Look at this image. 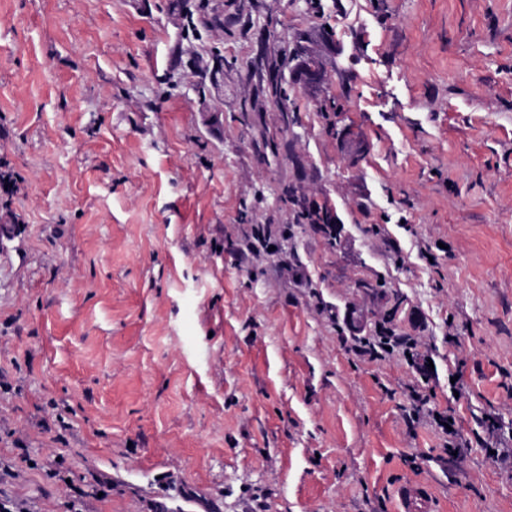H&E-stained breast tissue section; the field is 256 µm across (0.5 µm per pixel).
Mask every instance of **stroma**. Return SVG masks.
I'll return each instance as SVG.
<instances>
[{"label":"stroma","mask_w":512,"mask_h":512,"mask_svg":"<svg viewBox=\"0 0 512 512\" xmlns=\"http://www.w3.org/2000/svg\"><path fill=\"white\" fill-rule=\"evenodd\" d=\"M180 24L168 0H0V169L21 178L0 499L70 512L56 460L86 512H399L408 482L430 512H512V0H224L215 121L176 83ZM295 46L324 79L289 84L275 161L258 69ZM329 96L359 140L325 129ZM288 181L341 221L332 244L297 233L295 266L245 244L291 222ZM386 318L414 358L362 353Z\"/></svg>","instance_id":"stroma-1"}]
</instances>
